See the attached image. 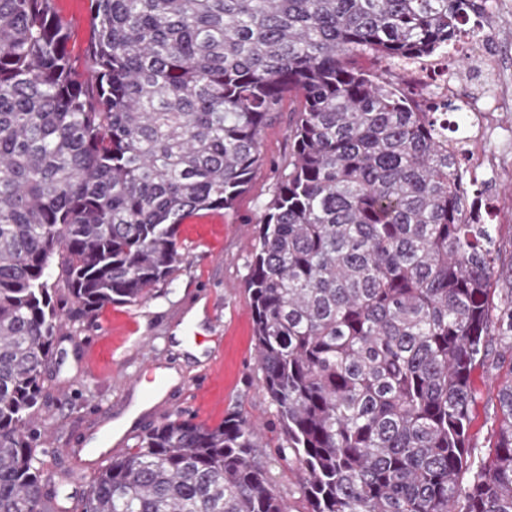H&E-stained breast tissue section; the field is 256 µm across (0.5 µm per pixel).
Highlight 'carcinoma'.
Instances as JSON below:
<instances>
[{"label": "carcinoma", "instance_id": "cac0c4a2", "mask_svg": "<svg viewBox=\"0 0 512 512\" xmlns=\"http://www.w3.org/2000/svg\"><path fill=\"white\" fill-rule=\"evenodd\" d=\"M89 2L85 79L52 0H0V512H290L259 448L298 467L307 512H512L496 207L449 145L462 107L430 111L395 71L490 0ZM287 96L293 154L245 279L281 438L238 410L178 416L78 497L68 471L44 482L61 317L152 297L183 259L180 224L232 207ZM494 342L509 374L475 466L471 373Z\"/></svg>", "mask_w": 512, "mask_h": 512}]
</instances>
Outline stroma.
Masks as SVG:
<instances>
[{
	"label": "stroma",
	"mask_w": 512,
	"mask_h": 512,
	"mask_svg": "<svg viewBox=\"0 0 512 512\" xmlns=\"http://www.w3.org/2000/svg\"><path fill=\"white\" fill-rule=\"evenodd\" d=\"M53 5L66 25L72 60L82 62L92 37L89 0H53ZM490 9L484 32L488 50L500 63L498 76L485 74L475 79L464 68L448 72L449 80L459 84L462 101L476 112L489 108L501 89L512 84V0H492ZM295 108V102L284 100L263 128L260 161L247 191L233 208L204 210L184 220L179 240L185 258L149 300L114 305L77 324L63 321L56 355L46 369L47 391L38 423L40 447L57 454L47 464L48 480H56L59 471L73 470V462L62 450L86 438L93 424L92 407L116 412L136 409L135 418L126 424L132 433L126 442L130 448L156 426V419L141 411L138 394L125 386L151 358L179 373L178 383L166 391L174 414L214 426L225 412L236 409L259 424L266 436L274 435L276 425L261 387L244 280L261 207L291 156ZM478 159L476 175L495 201L497 246L501 263L507 265L512 263V110L498 113ZM200 301L205 304V318L220 323V337L206 343L203 360L178 351L175 338L176 329ZM471 380L477 398L469 430L470 452L478 461L493 444L491 429L501 378L484 363L475 366Z\"/></svg>",
	"instance_id": "stroma-1"
}]
</instances>
